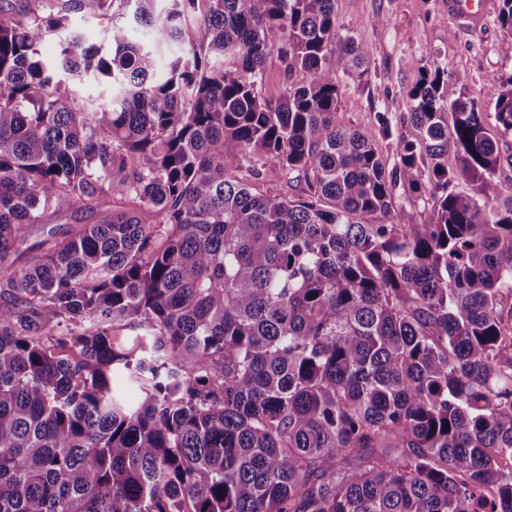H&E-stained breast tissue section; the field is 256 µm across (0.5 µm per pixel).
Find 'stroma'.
<instances>
[{"label":"stroma","mask_w":512,"mask_h":512,"mask_svg":"<svg viewBox=\"0 0 512 512\" xmlns=\"http://www.w3.org/2000/svg\"><path fill=\"white\" fill-rule=\"evenodd\" d=\"M378 16L386 18V25L375 24ZM112 20L109 14H71L67 29L42 40L40 58L55 59L72 31L103 44ZM336 29L369 47L370 65L388 89L378 103L372 86L347 80L336 121L353 129L376 127L378 112L385 111L399 118L400 135L411 136L412 129L405 122L409 91L427 65L465 75L467 93L488 111L493 109L502 83L512 78V41L502 34L495 18H488L480 31H468L449 17L444 0H337Z\"/></svg>","instance_id":"stroma-1"}]
</instances>
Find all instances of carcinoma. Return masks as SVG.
Wrapping results in <instances>:
<instances>
[{
	"label": "carcinoma",
	"mask_w": 512,
	"mask_h": 512,
	"mask_svg": "<svg viewBox=\"0 0 512 512\" xmlns=\"http://www.w3.org/2000/svg\"><path fill=\"white\" fill-rule=\"evenodd\" d=\"M157 2L0 9V512H512V79L490 126L423 67L389 167L390 113L336 124L340 78L371 80L336 0ZM128 7L183 46L167 74L115 22L109 53L39 58L70 14ZM274 53L305 77L269 99ZM267 166L308 191L257 187ZM74 90L75 99L78 103L106 104L110 99L111 88L109 83L92 77L81 83H75ZM401 200L404 205L413 213L415 224H424L430 219L429 208L424 205L425 196H420V193H414L409 190H404L403 187L398 188ZM98 214L92 212L72 213L71 211L54 215L48 224L57 228V233L63 235L76 224H94L97 221Z\"/></svg>",
	"instance_id": "cac0c4a2"
}]
</instances>
